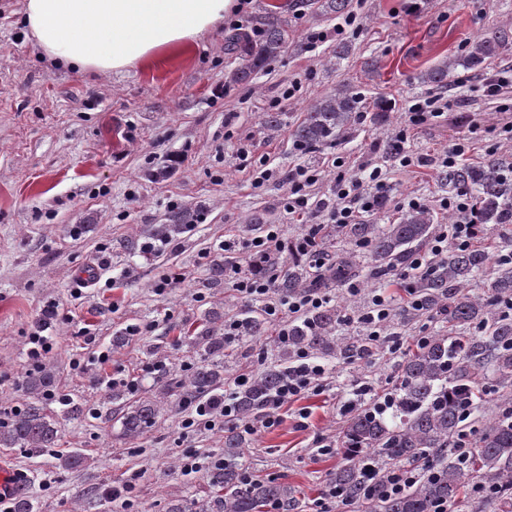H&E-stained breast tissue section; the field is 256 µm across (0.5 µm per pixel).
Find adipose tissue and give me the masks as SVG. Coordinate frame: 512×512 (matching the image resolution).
I'll return each mask as SVG.
<instances>
[{
  "label": "adipose tissue",
  "mask_w": 512,
  "mask_h": 512,
  "mask_svg": "<svg viewBox=\"0 0 512 512\" xmlns=\"http://www.w3.org/2000/svg\"><path fill=\"white\" fill-rule=\"evenodd\" d=\"M234 7V0H24V23L56 64L109 75L189 53Z\"/></svg>",
  "instance_id": "ef3b65f1"
}]
</instances>
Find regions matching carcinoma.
<instances>
[{"label":"carcinoma","mask_w":512,"mask_h":512,"mask_svg":"<svg viewBox=\"0 0 512 512\" xmlns=\"http://www.w3.org/2000/svg\"><path fill=\"white\" fill-rule=\"evenodd\" d=\"M289 5L279 4L252 18L227 36V48L240 56L242 66L232 75L237 84H247L266 64L288 49ZM509 45L502 33L477 40L469 49L428 70L422 79L445 85L450 71L474 70ZM371 112V121L384 122L393 111L390 103L365 104L361 95L339 90L307 109L293 138L306 151L337 142L352 133L358 113ZM448 188L467 193L474 202L476 238L467 249H453L448 259L432 264L415 282L421 312L437 317L447 330H437L416 349L403 354L396 366V382L384 395H374L364 408L353 413L341 428L343 462L329 474V484L342 493L346 505L364 512H436L441 505H455L470 485L482 488L472 502L476 509L494 506L512 512V412H505L484 428L469 429L480 404L478 382L488 369L501 383L512 384V317L496 311L500 302L512 298V266L489 267V253L482 242L488 227L500 235L512 230V163L494 153L476 166H456L446 174ZM184 211L170 213L165 232L177 234L188 224ZM434 214L428 208H411L398 222L377 224L361 221L344 224L338 233L347 248L325 254L322 267L313 271L309 261L288 253V266L275 280V288L292 295L300 290L341 288L366 272L372 282L384 281L410 267L412 259L433 234ZM484 291L466 292L480 275ZM341 310L326 306L288 327L283 360L257 375L236 396L241 416L249 418L265 407L288 380L289 353L304 350L314 355L352 362L370 358L375 344L369 339L345 342L336 336ZM476 329L474 335L471 329ZM244 332L266 335L265 319L248 315ZM199 354L191 373L162 389V397L178 392L181 401H194L220 408L224 404V321L213 309L193 323L183 336ZM55 381V371L44 367L26 377L25 393L34 402L7 423H0L1 448H53L61 438V421L41 404ZM161 410L160 401L146 394L120 407V436L135 439L152 427ZM248 433L238 426L224 427L222 462L211 467L209 483L224 492V512H261L276 504L282 512L294 506L291 490L274 479H248L240 463ZM421 462L423 475L414 486L394 495L379 487L397 467Z\"/></svg>","instance_id":"1"}]
</instances>
